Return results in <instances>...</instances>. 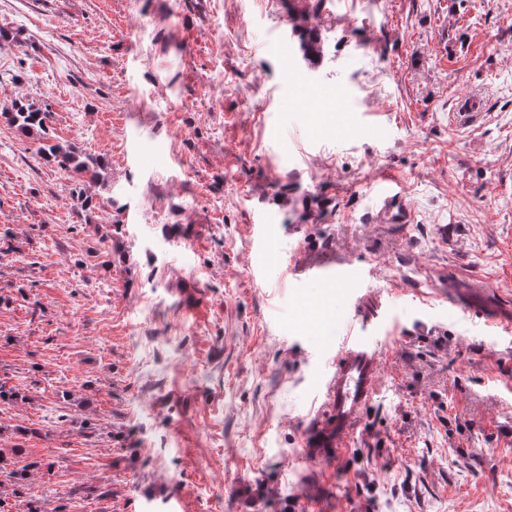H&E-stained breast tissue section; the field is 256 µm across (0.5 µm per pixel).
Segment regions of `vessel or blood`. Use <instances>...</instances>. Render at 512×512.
<instances>
[{"label": "vessel or blood", "instance_id": "b4317fda", "mask_svg": "<svg viewBox=\"0 0 512 512\" xmlns=\"http://www.w3.org/2000/svg\"><path fill=\"white\" fill-rule=\"evenodd\" d=\"M373 218L386 224H407L411 214L405 204L401 182L389 172L373 181ZM387 337L374 335L363 316H354L340 340L335 370L328 378L322 412L303 442V453L311 461L340 463L357 432L361 416L371 404L379 380L380 354Z\"/></svg>", "mask_w": 512, "mask_h": 512}]
</instances>
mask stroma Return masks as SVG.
<instances>
[{"mask_svg": "<svg viewBox=\"0 0 512 512\" xmlns=\"http://www.w3.org/2000/svg\"><path fill=\"white\" fill-rule=\"evenodd\" d=\"M0 27V107L105 161L84 216L0 121V455L42 463L12 512H512V334L448 311L479 284L512 315V0H0ZM383 171L412 223L368 222ZM314 264L397 320L334 469L301 444L371 310Z\"/></svg>", "mask_w": 512, "mask_h": 512, "instance_id": "obj_1", "label": "stroma"}]
</instances>
